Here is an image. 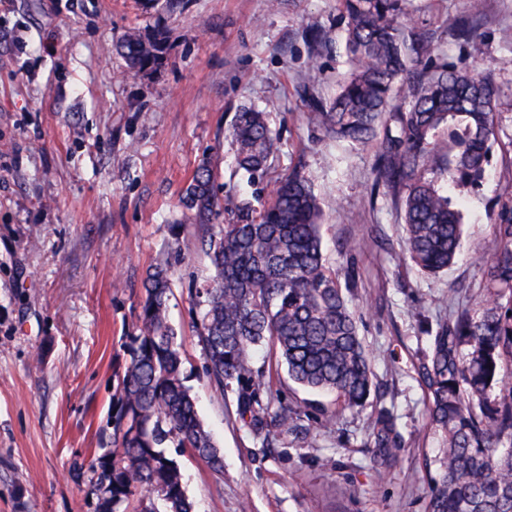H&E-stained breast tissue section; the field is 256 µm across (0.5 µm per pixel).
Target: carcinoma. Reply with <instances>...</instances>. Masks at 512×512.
Wrapping results in <instances>:
<instances>
[{
	"label": "carcinoma",
	"mask_w": 512,
	"mask_h": 512,
	"mask_svg": "<svg viewBox=\"0 0 512 512\" xmlns=\"http://www.w3.org/2000/svg\"><path fill=\"white\" fill-rule=\"evenodd\" d=\"M349 69L310 120L339 140L377 148L374 188L394 200L404 226V254L436 275L461 257L463 209L450 187L479 185L499 140V86L484 68L437 64L440 48L418 31L407 0H339ZM454 34L476 33L473 17ZM317 47L333 30L314 26ZM165 37L129 32L118 53L136 72L163 60ZM236 163L251 183L263 180L275 148L264 112L241 108L227 129ZM204 224L219 215L211 169L201 166L181 197ZM322 209L310 179L294 172L268 198L242 200L226 224L203 237L212 275L191 291L205 373L218 390L236 386L237 414L260 435L272 426L294 431L302 407L279 404L253 364L269 352L268 370L285 367L311 392L336 394L347 409L366 406L373 385L368 353L350 308L352 271L339 273L323 254ZM495 250L483 273V299L438 323L419 374L439 455L429 471L427 512H512V208L491 218ZM129 356L113 394L111 449L89 467L93 512H192L177 460L188 448L213 470L220 449L200 420L182 376L177 332L169 322L173 295L167 268L143 283ZM400 447L392 414L373 423L371 460L385 463Z\"/></svg>",
	"instance_id": "obj_1"
}]
</instances>
